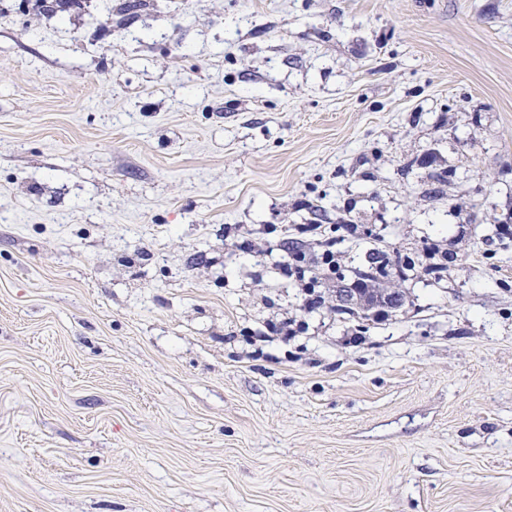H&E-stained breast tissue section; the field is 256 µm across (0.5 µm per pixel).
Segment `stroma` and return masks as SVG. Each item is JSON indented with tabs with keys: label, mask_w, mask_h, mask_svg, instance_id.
I'll return each instance as SVG.
<instances>
[{
	"label": "stroma",
	"mask_w": 512,
	"mask_h": 512,
	"mask_svg": "<svg viewBox=\"0 0 512 512\" xmlns=\"http://www.w3.org/2000/svg\"><path fill=\"white\" fill-rule=\"evenodd\" d=\"M343 222L444 281L306 311ZM503 224L512 0H0V512H512ZM291 263H285L282 266L283 273L288 277L295 275L299 281H304L306 271L316 267L320 274H308V282H305L307 306L310 309L318 308L324 303V294L322 290L316 291V288H329L336 282V269L340 268L336 251L333 249H324L319 253L307 254L298 248H292L290 251Z\"/></svg>",
	"instance_id": "1"
}]
</instances>
